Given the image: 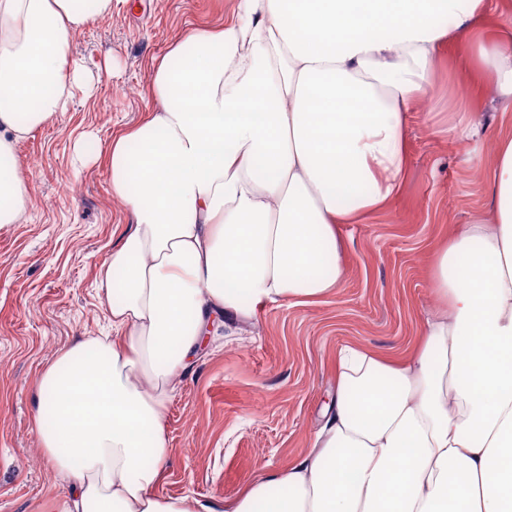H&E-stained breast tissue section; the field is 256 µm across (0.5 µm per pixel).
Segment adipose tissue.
Wrapping results in <instances>:
<instances>
[{"label":"adipose tissue","mask_w":512,"mask_h":512,"mask_svg":"<svg viewBox=\"0 0 512 512\" xmlns=\"http://www.w3.org/2000/svg\"><path fill=\"white\" fill-rule=\"evenodd\" d=\"M487 0H236L150 66L152 105L114 136L112 193L132 227L100 271L112 333L60 350L37 375L58 512H222L157 493L177 380L226 319L339 286L336 227L397 193L405 126L448 36ZM112 0H0V224L25 217L15 144L93 78L75 35ZM452 26L435 25V17ZM512 98V37L480 53ZM446 308L407 358L341 349L310 452L223 512H512V139L498 148L492 224L437 255Z\"/></svg>","instance_id":"1"}]
</instances>
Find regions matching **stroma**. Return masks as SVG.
Segmentation results:
<instances>
[{"label":"stroma","mask_w":512,"mask_h":512,"mask_svg":"<svg viewBox=\"0 0 512 512\" xmlns=\"http://www.w3.org/2000/svg\"><path fill=\"white\" fill-rule=\"evenodd\" d=\"M235 0H112V14L72 44L100 74L92 97L15 149L29 165L26 220L0 228V512H57L65 486L38 448L35 379L79 336L111 326L99 298L100 267L129 231L112 194L105 153L114 135L151 107L149 66L186 30L227 19ZM512 17V0H488L476 36L449 38L425 94L407 114L406 163L397 195L362 223L337 227L343 278L314 301L266 305L228 321L182 377L165 418L168 464L160 495L230 503L311 449L336 385V357L355 345L399 358L438 305L435 248L464 225L490 221L499 140L512 138V100L488 83L463 93L482 36ZM477 136L448 128L459 113ZM89 137L96 160L73 163ZM73 193H62L63 184Z\"/></svg>","instance_id":"1"}]
</instances>
